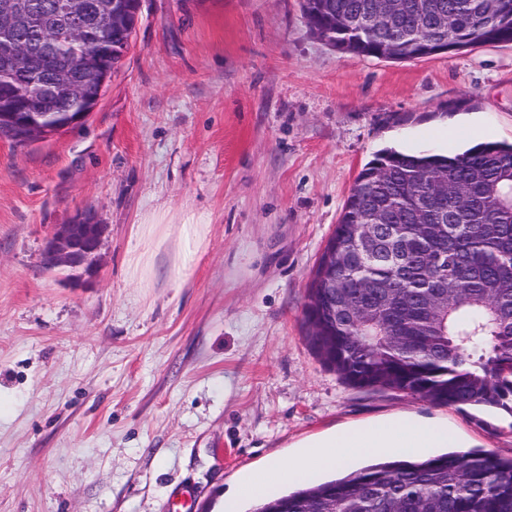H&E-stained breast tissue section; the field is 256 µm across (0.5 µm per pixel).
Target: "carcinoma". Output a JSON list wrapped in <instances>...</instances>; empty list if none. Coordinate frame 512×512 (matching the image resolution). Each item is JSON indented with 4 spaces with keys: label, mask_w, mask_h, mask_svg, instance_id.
<instances>
[{
    "label": "carcinoma",
    "mask_w": 512,
    "mask_h": 512,
    "mask_svg": "<svg viewBox=\"0 0 512 512\" xmlns=\"http://www.w3.org/2000/svg\"><path fill=\"white\" fill-rule=\"evenodd\" d=\"M44 27L17 20L8 31L32 52L44 81L41 120L80 112L56 89L59 76L81 83L72 65L87 56L111 75L117 32H94L93 46L71 30L88 27L102 0L64 15L63 0H32ZM398 0L393 29L375 17L378 0H301L309 29L336 50L393 62L418 59L436 41L463 47L512 45V0H437L442 26ZM29 75L0 65V113L24 112ZM448 193L432 196L434 186ZM447 215V233L422 224ZM365 224H398L358 250ZM335 288H321L328 254L315 271L306 311L308 340L346 383L398 389L434 404L489 406L512 414V144L485 142L459 154L386 149L358 173L336 228ZM448 284L434 299L430 284ZM253 512H512V458L447 452L423 461L372 463L340 478L307 483L263 501Z\"/></svg>",
    "instance_id": "carcinoma-1"
}]
</instances>
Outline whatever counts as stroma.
Returning a JSON list of instances; mask_svg holds the SVG:
<instances>
[{
	"label": "stroma",
	"mask_w": 512,
	"mask_h": 512,
	"mask_svg": "<svg viewBox=\"0 0 512 512\" xmlns=\"http://www.w3.org/2000/svg\"><path fill=\"white\" fill-rule=\"evenodd\" d=\"M512 143V45L391 62L312 34L299 0H142L86 119L0 139V512H223L249 471L344 424L447 423L512 457V414L343 382L308 341L318 260L381 150ZM93 207L96 279L45 271L55 225ZM161 257L206 215L185 279ZM165 213H152L147 215L139 224L140 230L138 227L137 235L139 237L140 243H143L144 250L139 254H134L132 257V263H134L135 269H150L152 270L153 266H151V259L155 254H157L160 245L158 243H154L152 236L150 233L145 231V227L143 224H169L163 223L165 219Z\"/></svg>",
	"instance_id": "obj_1"
}]
</instances>
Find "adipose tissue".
Masks as SVG:
<instances>
[{
    "label": "adipose tissue",
    "instance_id": "ef3b65f1",
    "mask_svg": "<svg viewBox=\"0 0 512 512\" xmlns=\"http://www.w3.org/2000/svg\"><path fill=\"white\" fill-rule=\"evenodd\" d=\"M205 223V218L200 215L190 214L182 218L179 253L169 270L172 279L180 280L186 276L203 245ZM455 445V435L447 426H430L410 417H395L375 428L344 426L325 438L306 442L303 451L289 463L274 461L265 469L246 475L234 494L226 498L225 512H237L238 498H259L277 483L302 479L312 472L334 467L347 458L392 451L419 454L431 448Z\"/></svg>",
    "mask_w": 512,
    "mask_h": 512
}]
</instances>
